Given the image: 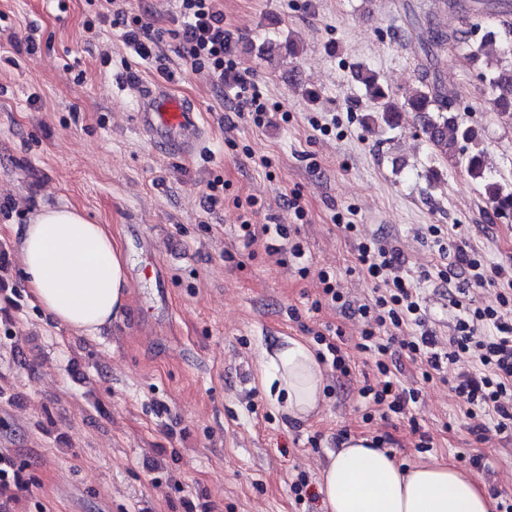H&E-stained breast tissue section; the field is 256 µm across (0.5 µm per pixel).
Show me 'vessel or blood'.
Returning a JSON list of instances; mask_svg holds the SVG:
<instances>
[{
    "label": "vessel or blood",
    "mask_w": 512,
    "mask_h": 512,
    "mask_svg": "<svg viewBox=\"0 0 512 512\" xmlns=\"http://www.w3.org/2000/svg\"><path fill=\"white\" fill-rule=\"evenodd\" d=\"M139 122L153 138L170 140L179 153L194 154L204 129L196 112L180 100L148 90L143 97Z\"/></svg>",
    "instance_id": "1"
}]
</instances>
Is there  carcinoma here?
<instances>
[{
	"instance_id": "1",
	"label": "carcinoma",
	"mask_w": 512,
	"mask_h": 512,
	"mask_svg": "<svg viewBox=\"0 0 512 512\" xmlns=\"http://www.w3.org/2000/svg\"><path fill=\"white\" fill-rule=\"evenodd\" d=\"M448 9L455 15L457 25L446 30L432 32L428 42V57L435 56V51L443 46L454 43L467 48L468 56L476 61L482 55L487 40H499L505 45L503 53L512 55V24L486 31L481 41L473 40V29L477 24L471 22L470 13L474 6L465 4L464 0H448ZM432 64L419 67V86L412 92L399 96L380 82L378 75L369 68H358L354 79L361 85L367 96L372 100L371 113L365 122L369 126L381 129H393L397 125L398 116L402 112H416L421 118L420 132L429 146L430 161L434 166L428 170L430 181L440 179L441 172L435 164L449 162L452 167L462 169L471 180L482 185L484 194L494 207L497 215L512 216V178L489 175L484 163L483 152H473L469 146L481 137V127L464 125L457 121L450 112L449 95L437 79L431 76ZM482 82L489 90L490 101L498 116L512 121V62L496 59L495 64H486L479 72Z\"/></svg>"
}]
</instances>
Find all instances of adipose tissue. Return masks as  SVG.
<instances>
[{
    "instance_id": "1",
    "label": "adipose tissue",
    "mask_w": 512,
    "mask_h": 512,
    "mask_svg": "<svg viewBox=\"0 0 512 512\" xmlns=\"http://www.w3.org/2000/svg\"><path fill=\"white\" fill-rule=\"evenodd\" d=\"M21 282L33 303L70 333L91 336L123 318L129 297V258L108 225L79 208L43 206L16 240ZM261 381L290 419L317 416L325 371L301 340L265 352ZM325 512H494L482 483L441 460L400 467L370 437L352 436L320 472Z\"/></svg>"
}]
</instances>
